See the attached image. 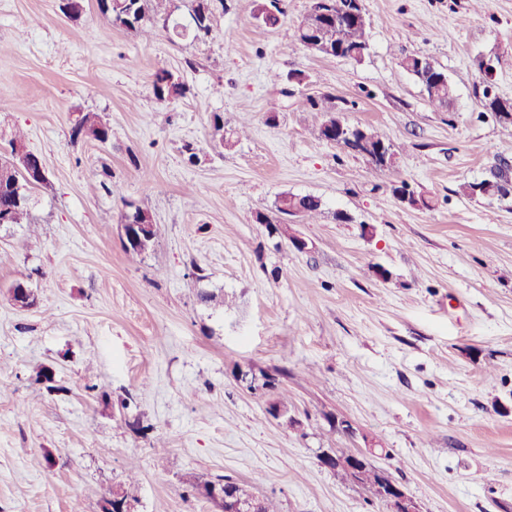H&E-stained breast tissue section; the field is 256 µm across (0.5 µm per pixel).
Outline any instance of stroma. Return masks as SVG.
I'll use <instances>...</instances> for the list:
<instances>
[{
	"instance_id": "1",
	"label": "stroma",
	"mask_w": 512,
	"mask_h": 512,
	"mask_svg": "<svg viewBox=\"0 0 512 512\" xmlns=\"http://www.w3.org/2000/svg\"><path fill=\"white\" fill-rule=\"evenodd\" d=\"M58 5L0 0V155L23 128L47 175L31 223L0 224V512H101L121 485L128 512H215L192 487L220 476L280 512H392L318 460L367 447L420 512H512V202L456 193L512 161V126L480 101L488 81L512 99V0L479 15L470 0H363L359 60L293 44L310 0H285L273 27L254 0H224L201 40L115 26L97 0L76 22ZM409 55L445 71L448 111ZM162 68L187 97H155ZM290 72L301 83H273ZM302 96L334 98L398 164L321 139L326 115L293 107ZM82 112L110 115L108 143L72 139ZM217 115L247 129L232 150L212 138ZM403 180L428 207L396 198ZM285 192L323 202L291 226L307 251L252 221ZM131 206L159 227L132 262ZM19 281L37 297L24 310ZM240 367L276 390H247ZM280 392L290 428L266 412ZM422 60L425 61L426 65H421ZM401 65L417 77L432 107L441 111L448 109L454 91L448 78L436 64L431 66L425 57L411 55L403 58Z\"/></svg>"
}]
</instances>
